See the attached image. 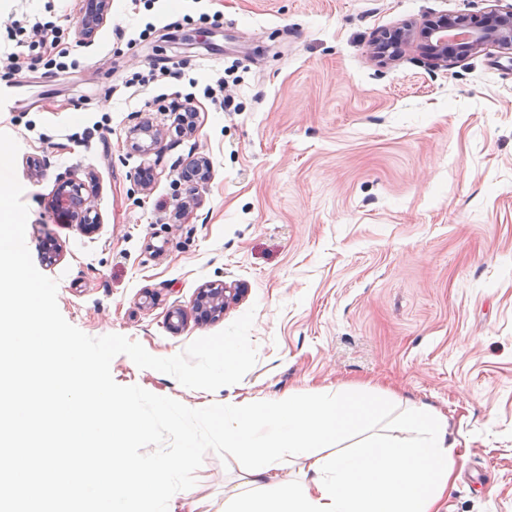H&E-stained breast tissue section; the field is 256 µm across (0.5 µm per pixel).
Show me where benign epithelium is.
<instances>
[{"label": "benign epithelium", "mask_w": 512, "mask_h": 512, "mask_svg": "<svg viewBox=\"0 0 512 512\" xmlns=\"http://www.w3.org/2000/svg\"><path fill=\"white\" fill-rule=\"evenodd\" d=\"M90 10L91 23H83L79 34L86 37L97 25L103 23L108 14V0H96ZM419 40L425 48L429 64L436 68L448 67L450 60H462L495 46L512 53V4L496 6L482 14L460 13L453 16H436L418 26L401 24L396 30L382 32L374 41L373 50L381 60L396 62L402 48ZM135 131L150 140L151 148L163 147V127L147 123ZM183 172L191 178L188 196L178 199L174 207V219L181 218L191 204L195 203V187L208 182L211 175L209 163L202 157L188 160ZM53 209L65 222L87 221L93 211L92 196H84L81 188L69 180H59L52 200ZM240 289L224 283H210L200 288L196 306L201 313H219L230 303L237 301Z\"/></svg>", "instance_id": "1"}]
</instances>
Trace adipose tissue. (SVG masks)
I'll list each match as a JSON object with an SVG mask.
<instances>
[{"label":"adipose tissue","instance_id":"adipose-tissue-1","mask_svg":"<svg viewBox=\"0 0 512 512\" xmlns=\"http://www.w3.org/2000/svg\"><path fill=\"white\" fill-rule=\"evenodd\" d=\"M404 411L411 434L376 433L342 453L343 439L377 416L348 393L225 398L224 445L249 464L224 512H440L455 446L448 422L425 404Z\"/></svg>","mask_w":512,"mask_h":512}]
</instances>
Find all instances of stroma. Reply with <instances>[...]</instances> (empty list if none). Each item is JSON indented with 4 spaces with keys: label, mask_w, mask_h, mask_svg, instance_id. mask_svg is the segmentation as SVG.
I'll return each instance as SVG.
<instances>
[{
    "label": "stroma",
    "mask_w": 512,
    "mask_h": 512,
    "mask_svg": "<svg viewBox=\"0 0 512 512\" xmlns=\"http://www.w3.org/2000/svg\"><path fill=\"white\" fill-rule=\"evenodd\" d=\"M89 0H0L78 31ZM493 0H112L78 67L44 74L19 54L22 84L0 133L20 146L16 175L35 267L58 282L64 318L170 357L247 311L257 362L209 392L138 368L113 379L200 409L240 395L340 389L431 404L456 440L441 512H512V55L491 48L437 70L419 45L397 64L371 58L378 33L404 22L480 14ZM207 21H200V13ZM154 23L135 43L113 29ZM188 63V80L131 92L127 77ZM240 81L217 110L205 85ZM191 95L196 130L161 154L133 147L143 120L170 126ZM207 158L199 206L180 221L178 174ZM153 171L141 189V169ZM85 184L95 230L63 224L57 178ZM59 248L43 261L44 240ZM241 284V299L203 320L201 285ZM184 314L179 331L167 318ZM243 468L207 452L170 512H224Z\"/></svg>",
    "instance_id": "1"
}]
</instances>
